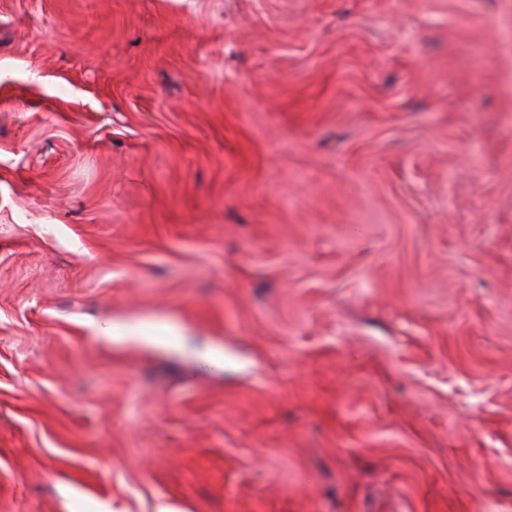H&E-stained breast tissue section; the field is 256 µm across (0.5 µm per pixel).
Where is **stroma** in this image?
<instances>
[{"mask_svg": "<svg viewBox=\"0 0 512 512\" xmlns=\"http://www.w3.org/2000/svg\"><path fill=\"white\" fill-rule=\"evenodd\" d=\"M101 504L512 512V0H0V512Z\"/></svg>", "mask_w": 512, "mask_h": 512, "instance_id": "1", "label": "stroma"}]
</instances>
